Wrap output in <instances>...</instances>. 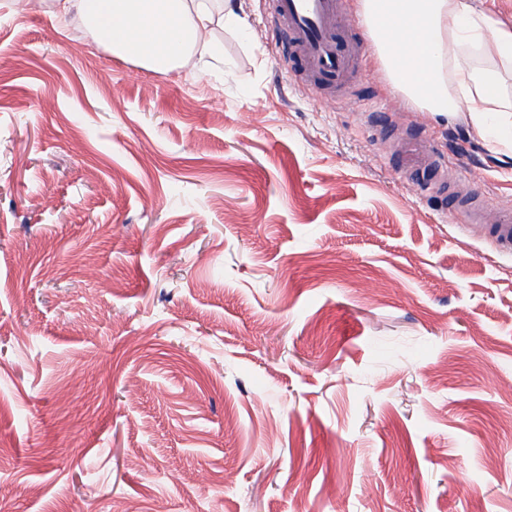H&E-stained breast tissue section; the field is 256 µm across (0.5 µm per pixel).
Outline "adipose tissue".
<instances>
[{
	"mask_svg": "<svg viewBox=\"0 0 512 512\" xmlns=\"http://www.w3.org/2000/svg\"><path fill=\"white\" fill-rule=\"evenodd\" d=\"M81 17L113 55L161 75L186 57L220 53L209 34L231 28L250 35L240 9L212 0H56ZM377 38V59L394 86L419 109L465 114L471 131L512 154V95L502 70L512 71V26L472 0H359Z\"/></svg>",
	"mask_w": 512,
	"mask_h": 512,
	"instance_id": "1",
	"label": "adipose tissue"
}]
</instances>
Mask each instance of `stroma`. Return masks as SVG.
I'll return each mask as SVG.
<instances>
[{
  "mask_svg": "<svg viewBox=\"0 0 512 512\" xmlns=\"http://www.w3.org/2000/svg\"><path fill=\"white\" fill-rule=\"evenodd\" d=\"M52 2L0 0V512H512V249L453 208L512 162L368 27L351 107L265 0L165 76ZM407 160L412 167H434L441 173V184L446 183L447 175L445 174L444 165L439 162V158H436L430 150L426 138L410 145L407 150Z\"/></svg>",
  "mask_w": 512,
  "mask_h": 512,
  "instance_id": "35a3bbf8",
  "label": "stroma"
}]
</instances>
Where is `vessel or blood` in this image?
Wrapping results in <instances>:
<instances>
[{"label":"vessel or blood","instance_id":"obj_1","mask_svg":"<svg viewBox=\"0 0 512 512\" xmlns=\"http://www.w3.org/2000/svg\"><path fill=\"white\" fill-rule=\"evenodd\" d=\"M269 16L285 35L284 54L298 55L300 73L309 85L342 84L355 63L353 51L339 37L340 29L354 22L343 0H271ZM407 160L414 167L440 165L424 139L410 145ZM462 214L467 220L494 224L501 246H512L511 206L468 201L462 205Z\"/></svg>","mask_w":512,"mask_h":512}]
</instances>
